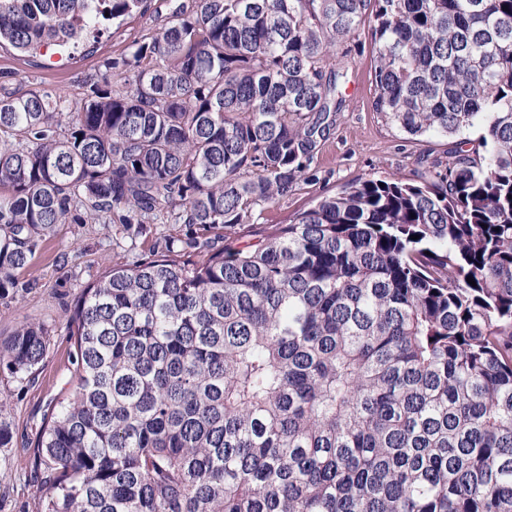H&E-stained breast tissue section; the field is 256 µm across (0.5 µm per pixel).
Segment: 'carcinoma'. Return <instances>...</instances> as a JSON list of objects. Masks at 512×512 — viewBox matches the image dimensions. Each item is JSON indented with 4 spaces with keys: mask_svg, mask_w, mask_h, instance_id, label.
Masks as SVG:
<instances>
[{
    "mask_svg": "<svg viewBox=\"0 0 512 512\" xmlns=\"http://www.w3.org/2000/svg\"><path fill=\"white\" fill-rule=\"evenodd\" d=\"M151 2L0 0V50ZM364 29L373 111L478 143L243 240L307 178ZM160 214L224 245L173 239L84 288L41 512H512V0H183L80 102L0 92V293L61 224ZM47 342L24 324L0 363L28 374Z\"/></svg>",
    "mask_w": 512,
    "mask_h": 512,
    "instance_id": "carcinoma-1",
    "label": "carcinoma"
}]
</instances>
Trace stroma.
<instances>
[{
    "label": "stroma",
    "mask_w": 512,
    "mask_h": 512,
    "mask_svg": "<svg viewBox=\"0 0 512 512\" xmlns=\"http://www.w3.org/2000/svg\"><path fill=\"white\" fill-rule=\"evenodd\" d=\"M153 4V11L104 32L93 50L77 47L70 59L61 62L49 54L27 62L1 50L0 88H39L73 101L81 98L87 78L96 73L102 59L121 53L164 24L167 0ZM373 67L371 41L364 33L351 52L345 108L321 143L310 177L287 198L257 212L248 228L250 235L273 224L290 223L298 212L352 181L392 174L416 179L426 173L429 162L446 158L450 139L408 136L372 110ZM186 234L185 225L163 217L128 227L105 221L59 225L55 236L41 244L19 273L17 288L0 297V342L25 323L43 325L48 331V350L35 373L16 375L0 364V423L11 433L8 447H0V512H40L31 475L36 435L48 406L67 398L75 388L69 310L106 268L148 259L167 239Z\"/></svg>",
    "instance_id": "35a3bbf8"
}]
</instances>
